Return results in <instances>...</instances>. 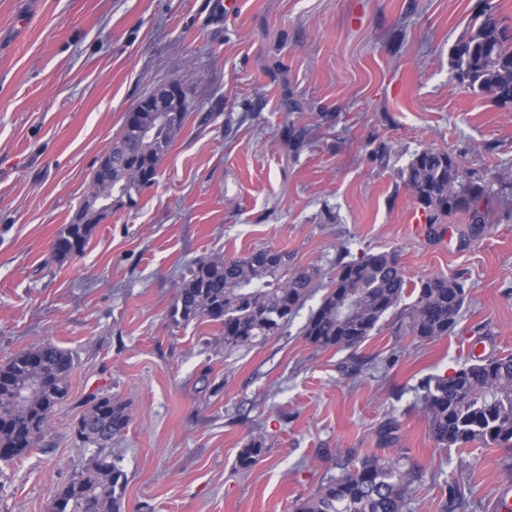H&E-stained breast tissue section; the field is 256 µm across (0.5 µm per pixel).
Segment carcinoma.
Returning <instances> with one entry per match:
<instances>
[{
    "mask_svg": "<svg viewBox=\"0 0 512 512\" xmlns=\"http://www.w3.org/2000/svg\"><path fill=\"white\" fill-rule=\"evenodd\" d=\"M485 4L475 14L471 33L452 47L453 78L512 111V26L491 18ZM188 107L164 119L145 104L125 117L93 172L89 192L72 223L56 237L53 255L64 261L81 255L92 229L105 216L97 204L113 200L130 209L142 190L156 182L159 165L182 131ZM404 184L427 215L428 226L461 214L462 233L475 240L490 223V203L512 190V181H489L464 166L455 155L433 148L417 152L402 172ZM319 271L290 264L288 256L258 249L236 259L197 262L177 285L170 313L177 324L206 318L220 326L224 346L248 348L279 332L309 296ZM464 272L410 279L393 251L367 253L336 261V274L304 326L306 340L317 349L360 346L393 309H399L404 334L420 341L438 340L461 331L467 302ZM412 301L402 304L405 298ZM75 360L52 342L16 354L0 364V451L13 460L49 444L58 408L68 400ZM36 381L39 390L22 407L16 393ZM417 407L442 448L479 443L512 448V353L477 356L450 376H431L421 384ZM88 431L73 435L80 445L96 447L82 469L56 492V512H121L127 477L111 461L112 439L130 423L124 402L107 393L88 397L81 413ZM266 452L265 438L252 436L237 457L250 469ZM421 479L404 448L392 455L365 456L340 464V472L321 484L295 512H414L411 492Z\"/></svg>",
    "mask_w": 512,
    "mask_h": 512,
    "instance_id": "obj_1",
    "label": "carcinoma"
}]
</instances>
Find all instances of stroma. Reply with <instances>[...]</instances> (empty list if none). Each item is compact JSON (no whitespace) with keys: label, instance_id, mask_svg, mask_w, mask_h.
<instances>
[{"label":"stroma","instance_id":"stroma-1","mask_svg":"<svg viewBox=\"0 0 512 512\" xmlns=\"http://www.w3.org/2000/svg\"><path fill=\"white\" fill-rule=\"evenodd\" d=\"M475 3L239 0L228 17L223 0H0V364L46 341L75 360L52 446L0 461V512H48L90 457L72 428L99 392L131 418L112 445L123 512H293L337 456L384 455L390 423L423 474L418 512H442L451 480L456 512H494L512 449L439 447L415 401L469 353L512 352V199L480 239L458 215L431 237L401 178L427 147L512 176V112L450 73ZM177 79L189 117L155 184L55 260L126 111ZM260 248L326 280L337 257L391 250L415 280L467 271L463 330L420 342L390 312L358 348L319 350L302 333L319 290L248 349L173 322L196 262ZM258 434L266 453L239 469Z\"/></svg>","mask_w":512,"mask_h":512}]
</instances>
